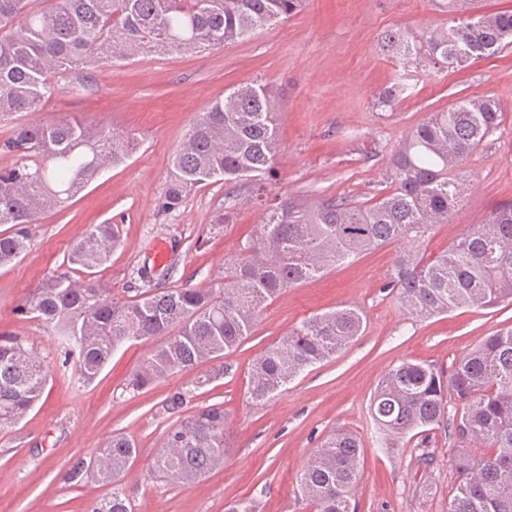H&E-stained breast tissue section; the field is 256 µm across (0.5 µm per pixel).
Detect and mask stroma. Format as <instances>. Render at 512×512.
<instances>
[{"label": "stroma", "mask_w": 512, "mask_h": 512, "mask_svg": "<svg viewBox=\"0 0 512 512\" xmlns=\"http://www.w3.org/2000/svg\"><path fill=\"white\" fill-rule=\"evenodd\" d=\"M434 0H305L300 11L236 45L196 55H148L93 69L92 85L74 97L57 90L34 117H78L138 141L121 166L103 171L79 195L41 216L27 254L0 267V336L27 339L46 357L51 378L41 400L14 427L0 431V512H91L120 488L131 512H225L252 500L259 512H305L299 475L315 448L343 427L363 444V477L355 512H445L456 476L454 442L439 428L385 450L368 413L379 378L404 359L449 372L485 337L512 326V300L415 320L388 289L395 249L384 246L337 266L320 279L287 289L261 313L250 336L224 358L225 372L179 407L178 375L130 393L125 384L149 351L134 343L117 351L89 384L59 367L57 340L17 313L20 301L63 262L91 224H116L121 245L103 273L114 300L152 288L217 286L225 258L262 219L245 192L217 182L197 189L172 212L161 196L169 157L207 104L256 80L278 93L279 154L272 189L279 194L341 196L357 204L387 192L394 152L426 115L455 100L491 96L503 120L464 164L467 188L452 219L422 246L437 255L468 226L512 204V48L463 70L433 71L387 58L381 35L405 28L421 35L445 23ZM412 91L393 107L377 105L398 74ZM234 196L233 209L224 200ZM167 259H154L158 247ZM363 309L366 326L343 351L313 365L271 401L247 396L256 355L305 319L339 305ZM224 407L227 451L222 467L189 483L157 477L152 468L170 428L198 408ZM138 454L116 487L65 473L115 434ZM434 457L433 473L419 458Z\"/></svg>", "instance_id": "1"}]
</instances>
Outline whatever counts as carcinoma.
<instances>
[{"label": "carcinoma", "mask_w": 512, "mask_h": 512, "mask_svg": "<svg viewBox=\"0 0 512 512\" xmlns=\"http://www.w3.org/2000/svg\"><path fill=\"white\" fill-rule=\"evenodd\" d=\"M448 24L418 37L397 28L381 37L384 51L406 64L442 70L512 47V11L477 13L471 0H436ZM303 0H0V267L30 248L29 225L70 201L99 174L100 161L125 163L133 139L76 118L21 122L71 75L101 61L128 62L149 54H198L229 48L297 13ZM409 90L401 77L383 92L389 106ZM279 102L269 84L254 81L220 96L191 122L169 159L161 209L181 207L192 191L222 181L244 187L265 213L261 224L224 261L220 286L145 290L112 299L101 272L120 244L117 224H93L61 267L33 289L18 311L59 339L62 366L92 382L127 342L152 344L127 388L212 364L190 378L186 396L224 375L235 350L267 304L283 290L315 280L374 248L397 245L388 287L415 318L512 298V207L494 211L463 231L448 250L426 260L421 244L451 219L464 191L463 163L500 125L490 96L432 112L396 151L391 189L366 205L346 198L321 201L269 196L277 164ZM365 328L357 306L343 305L302 321L253 362L248 394L266 401L308 367L345 349ZM51 370L19 336H0V429L21 421L42 396ZM369 413L380 445L393 448L410 433L444 427L456 436L455 488L446 512H512V327L484 338L449 374L402 360L379 380ZM480 440L486 452L466 447ZM224 407L207 405L169 429L155 470L175 482L200 479L224 464ZM135 442L112 436L95 454L98 470L77 462L65 479L91 476L112 487L92 512H130L115 487L136 458ZM362 443L346 429L328 434L300 476L298 495L314 512H351L361 480Z\"/></svg>", "instance_id": "1"}]
</instances>
